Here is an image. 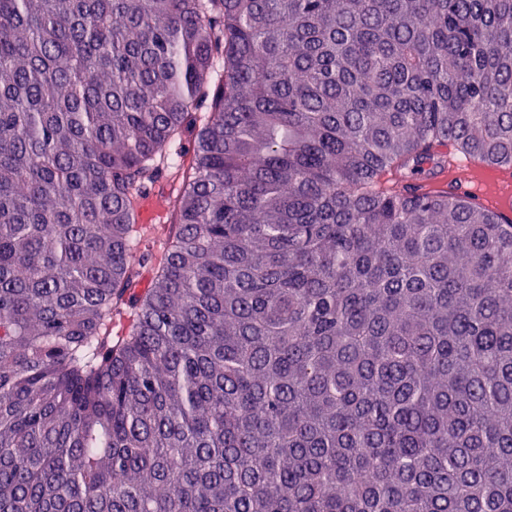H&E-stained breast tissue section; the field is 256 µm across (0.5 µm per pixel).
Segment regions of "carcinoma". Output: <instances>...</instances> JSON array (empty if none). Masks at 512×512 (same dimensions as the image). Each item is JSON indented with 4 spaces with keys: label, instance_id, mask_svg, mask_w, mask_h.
<instances>
[{
    "label": "carcinoma",
    "instance_id": "1",
    "mask_svg": "<svg viewBox=\"0 0 512 512\" xmlns=\"http://www.w3.org/2000/svg\"><path fill=\"white\" fill-rule=\"evenodd\" d=\"M439 137L512 167V0H0V512H512V219ZM198 130V124L195 125L192 121L187 123L180 133L176 135L175 142L172 146V153H177L179 156L175 158L176 162H188L189 152L192 149L194 138ZM452 140H440L433 152L440 158L448 155V165H440L436 175L424 181L428 190L443 191L459 188L473 201L480 203L494 215L512 212V175L510 170L491 166L479 160L465 163L452 160L455 152ZM512 217V214H511ZM170 166V164L160 165V170L155 179L144 190L141 200L143 205L148 207L150 198L155 194L164 195L169 189L172 188L173 192L168 197L175 193L178 186V181L177 179H174V169H172ZM158 212L162 213L161 211ZM173 221L174 216L171 208H169L166 213H162L161 215L153 218L151 223L143 225L146 243L158 257H160L167 248L168 231L173 225Z\"/></svg>",
    "mask_w": 512,
    "mask_h": 512
}]
</instances>
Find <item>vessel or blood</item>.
<instances>
[{
  "label": "vessel or blood",
  "mask_w": 512,
  "mask_h": 512,
  "mask_svg": "<svg viewBox=\"0 0 512 512\" xmlns=\"http://www.w3.org/2000/svg\"><path fill=\"white\" fill-rule=\"evenodd\" d=\"M433 152L444 158L445 163L427 180L428 190L457 188L494 215L512 213V171L473 159L463 163L455 161L454 143L450 140L438 141Z\"/></svg>",
  "instance_id": "1"
}]
</instances>
